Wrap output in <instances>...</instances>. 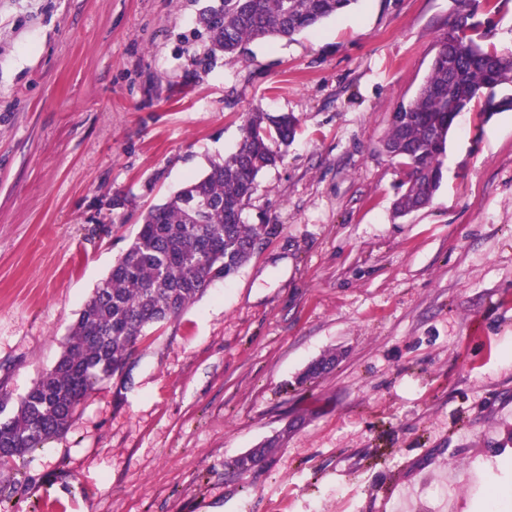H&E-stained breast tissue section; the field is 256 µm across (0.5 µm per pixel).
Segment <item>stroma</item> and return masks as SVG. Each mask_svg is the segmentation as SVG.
<instances>
[{"label":"stroma","mask_w":512,"mask_h":512,"mask_svg":"<svg viewBox=\"0 0 512 512\" xmlns=\"http://www.w3.org/2000/svg\"><path fill=\"white\" fill-rule=\"evenodd\" d=\"M218 0H0V397L59 358L140 215L234 152L296 135L243 212L251 258L145 329L123 373L19 471L7 512H512V110L473 102L431 201L383 149L456 0H357L210 55ZM512 54V0L478 14ZM335 355L314 380L304 373ZM263 468L236 459L272 437Z\"/></svg>","instance_id":"stroma-1"}]
</instances>
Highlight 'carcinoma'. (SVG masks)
<instances>
[{
  "mask_svg": "<svg viewBox=\"0 0 512 512\" xmlns=\"http://www.w3.org/2000/svg\"><path fill=\"white\" fill-rule=\"evenodd\" d=\"M356 2L220 0L199 21L209 53L234 56L251 41L291 39ZM495 9V0H458L425 83L395 109L385 145L409 168L408 187L396 202L403 215L425 206L439 188L440 158L454 126L450 111L462 112L479 98L490 112L512 110V95H496L497 87L512 83V55L468 35L479 12ZM297 127L292 114L251 113L236 151L142 215L135 239L84 304L54 366L10 413L0 401V468L27 463L45 440L63 433L95 387L123 372L146 327L177 316L213 281L238 272L267 230L243 222L244 206L259 173L281 159L274 146L288 145ZM279 442L268 439L239 457L238 472L261 467Z\"/></svg>",
  "mask_w": 512,
  "mask_h": 512,
  "instance_id": "obj_1",
  "label": "carcinoma"
}]
</instances>
